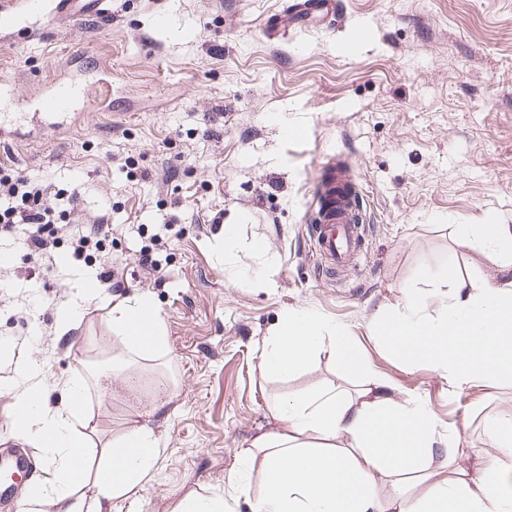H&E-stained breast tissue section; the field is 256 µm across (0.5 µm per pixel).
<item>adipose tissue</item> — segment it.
Wrapping results in <instances>:
<instances>
[{
    "mask_svg": "<svg viewBox=\"0 0 512 512\" xmlns=\"http://www.w3.org/2000/svg\"><path fill=\"white\" fill-rule=\"evenodd\" d=\"M458 236L501 256L496 279L478 284L459 274L447 277L443 315L428 316L422 297L412 293L387 308L372 330L403 358L429 360L462 389L479 378L512 375V226L465 224ZM155 309L147 297L110 306L116 337L127 352L163 353L162 319H154L143 335L131 327L136 313ZM323 356L347 372L363 370L342 328L312 310L291 309L274 329L261 367L286 375ZM40 374L37 364L25 365L23 385L14 393L19 433L53 461L29 493L52 512H74L70 489L84 478L92 445L82 407L85 386L67 382L65 403L53 408L42 398ZM268 410L279 430L241 452L260 487L251 512H512V415L487 423L498 455L478 460L470 476L451 483L431 468L437 454L434 414L418 398L394 400L384 380L356 398L326 388L272 400ZM99 455L103 467L88 512H104L140 490L160 450L151 429L135 425ZM385 479H421L428 487L417 497L384 499L379 485Z\"/></svg>",
    "mask_w": 512,
    "mask_h": 512,
    "instance_id": "adipose-tissue-1",
    "label": "adipose tissue"
}]
</instances>
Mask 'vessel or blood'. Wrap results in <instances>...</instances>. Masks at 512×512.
Wrapping results in <instances>:
<instances>
[{
    "mask_svg": "<svg viewBox=\"0 0 512 512\" xmlns=\"http://www.w3.org/2000/svg\"><path fill=\"white\" fill-rule=\"evenodd\" d=\"M20 12L58 23L81 18L105 19L111 14L110 0H11L9 6L0 8V23ZM337 12V0H294L289 16L296 20L312 16L325 20ZM86 101L83 83L60 82L40 98L36 115L41 122L59 125L84 108ZM363 210L364 193L354 163L346 153L330 155L309 206L315 249L327 271L342 267L359 251ZM27 462V455L21 452L0 462V490L15 489L13 476Z\"/></svg>",
    "mask_w": 512,
    "mask_h": 512,
    "instance_id": "vessel-or-blood-1",
    "label": "vessel or blood"
}]
</instances>
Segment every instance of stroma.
Listing matches in <instances>:
<instances>
[{
    "instance_id": "obj_1",
    "label": "stroma",
    "mask_w": 512,
    "mask_h": 512,
    "mask_svg": "<svg viewBox=\"0 0 512 512\" xmlns=\"http://www.w3.org/2000/svg\"><path fill=\"white\" fill-rule=\"evenodd\" d=\"M289 2L112 0L102 21L51 27L22 16L0 28V77L16 97L36 100L83 67L109 89L62 127L0 138V169L65 192L58 207L70 213L49 258L0 238L11 258L0 267V455L28 452L26 483L46 470L11 422L17 371L33 360L48 405L67 381L84 383L95 447L133 423L158 439L153 476L112 512H177L192 494L248 512L229 477L240 449L278 429L269 400L327 384L352 393L370 376L434 412L432 467L442 476L497 455L486 421L512 413V376L457 390L368 326L410 292L437 316L446 269L478 282L497 274L499 257L459 245L456 230L512 225V0H341L337 20L264 35V18ZM351 25L366 26L367 37L348 50ZM280 114L301 136L281 131ZM340 151L357 168L367 221L359 258L330 278L307 205L321 163ZM106 207L112 227L100 247L75 254L72 236ZM228 224L239 241L229 257ZM144 250L154 268L140 263ZM106 257L113 302L146 296L157 305L164 356L125 352L95 298L75 328L59 330L58 306ZM261 258L268 284L238 282L237 271ZM291 308L343 327L369 375L343 373L326 357L284 378L263 373L265 341Z\"/></svg>"
}]
</instances>
